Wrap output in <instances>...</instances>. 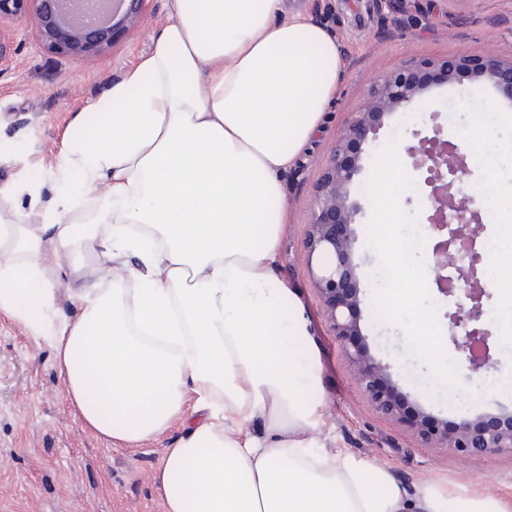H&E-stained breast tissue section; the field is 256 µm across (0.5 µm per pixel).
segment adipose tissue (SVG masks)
Returning a JSON list of instances; mask_svg holds the SVG:
<instances>
[{"mask_svg": "<svg viewBox=\"0 0 512 512\" xmlns=\"http://www.w3.org/2000/svg\"><path fill=\"white\" fill-rule=\"evenodd\" d=\"M341 64L288 0H172L150 52L77 115L112 110L58 153L38 223L0 217V313L51 348L86 430L137 448L184 423L155 475L163 512H512L320 437L318 370L295 358L308 324L276 268L283 175ZM90 199L98 223H70ZM80 241L105 262L73 286Z\"/></svg>", "mask_w": 512, "mask_h": 512, "instance_id": "adipose-tissue-1", "label": "adipose tissue"}]
</instances>
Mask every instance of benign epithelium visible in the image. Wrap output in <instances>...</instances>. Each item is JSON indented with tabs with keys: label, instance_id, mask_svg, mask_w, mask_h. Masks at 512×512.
I'll use <instances>...</instances> for the list:
<instances>
[{
	"label": "benign epithelium",
	"instance_id": "1",
	"mask_svg": "<svg viewBox=\"0 0 512 512\" xmlns=\"http://www.w3.org/2000/svg\"><path fill=\"white\" fill-rule=\"evenodd\" d=\"M144 2L122 0L126 8L120 13L118 7L110 5V0H0V20L22 17L32 9L36 35L47 50L91 60L111 45L116 27L136 24L142 19ZM463 74L490 82L512 100V53L486 60L472 56L423 58L395 68L371 86L360 108L346 122L313 199L305 247L308 261L316 255L320 258L312 275L323 313L341 342L360 392L378 413L393 420H405L402 403L387 369L369 355L360 340L356 315L360 288L352 260V225L360 208L349 202L348 188L359 170L365 141L381 128L386 114L419 104L428 88V77L439 76L453 83ZM406 153L412 159L413 169L425 174V203L431 211L427 221L433 230L443 234L450 218L459 224L481 221L479 212L467 205H453V189L460 175L467 171V150L458 144L447 148L436 129L434 136L420 139L418 145L407 147ZM459 255L471 257L469 265L458 268L460 277L470 284L476 279L480 257L457 230L434 244L431 258L438 269L439 292L457 298L455 311L448 318L453 327L464 330L459 344L464 351L472 338L487 341L488 332L475 326L483 316L485 292L469 287L457 294L448 288L444 271ZM410 426L425 442L461 456L512 454L511 410L465 418L451 432L446 425L430 426L420 416L410 420Z\"/></svg>",
	"mask_w": 512,
	"mask_h": 512
}]
</instances>
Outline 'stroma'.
I'll return each mask as SVG.
<instances>
[{
  "mask_svg": "<svg viewBox=\"0 0 512 512\" xmlns=\"http://www.w3.org/2000/svg\"><path fill=\"white\" fill-rule=\"evenodd\" d=\"M336 34L343 53L339 89L327 108L322 130L309 152L284 176L288 222L278 273L299 296L310 329L303 360H314L321 382L312 395L321 401L322 435L328 448L389 469L412 484L439 477L449 484H480L492 496L512 498V455L460 457L426 444L411 428L386 418L360 392L339 341L325 322L322 303L307 264L305 238L316 186L351 112L370 85L394 67L418 58L512 53V0H420L411 15L382 19L372 0H294ZM170 0H146L142 20L119 30L94 61L49 53L38 41L32 18L0 24L11 56L0 71V212L28 220L31 208L22 181L40 183L43 199L56 184L50 177L57 152L73 130L75 116L150 52L155 28L164 23ZM499 115L493 141L499 157L501 189L512 188V102L488 82L469 76L454 83L430 82L425 100L412 112L383 118L363 147L361 171L350 200L361 212L354 226L353 263L361 288L359 327L373 358L388 365L390 380L407 416L425 413L430 422L455 426L465 418L512 410V393L484 394L478 403L448 405V391L427 364L411 351L403 331L379 314L374 292L378 257L370 244L372 204L368 193L373 161L399 136L414 143L441 127L448 141L460 142L471 124L484 120L488 103ZM482 326L490 334L491 377L512 378V337L502 330L512 319V303L492 294L484 302ZM182 434L173 426L142 448L114 447L86 431L64 399V388L48 347L0 314V512H163L153 482L167 449Z\"/></svg>",
  "mask_w": 512,
  "mask_h": 512,
  "instance_id": "obj_1",
  "label": "stroma"
}]
</instances>
